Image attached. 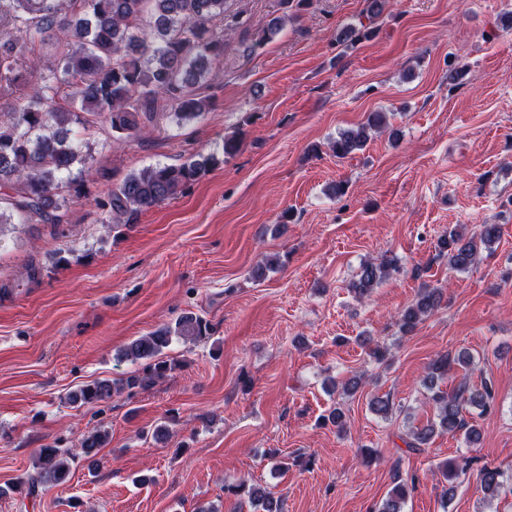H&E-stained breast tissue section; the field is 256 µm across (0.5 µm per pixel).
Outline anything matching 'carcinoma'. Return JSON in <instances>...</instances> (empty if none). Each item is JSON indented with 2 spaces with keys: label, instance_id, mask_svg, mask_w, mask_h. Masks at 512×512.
Returning <instances> with one entry per match:
<instances>
[{
  "label": "carcinoma",
  "instance_id": "cac0c4a2",
  "mask_svg": "<svg viewBox=\"0 0 512 512\" xmlns=\"http://www.w3.org/2000/svg\"><path fill=\"white\" fill-rule=\"evenodd\" d=\"M369 24L349 26L336 33V43L354 45L372 38L375 19L385 0H369ZM226 0H0V25L10 26L18 36L0 42V224H47L62 226L70 205L81 196L79 182L91 169L92 148L70 137L72 127L93 126L100 118L108 128L109 142L138 139L145 135L161 108L170 104L172 120L179 126L209 111L210 101L197 89L207 80L214 64L224 59ZM283 15L261 22L248 47L257 52L282 29L288 17H297L311 0H281ZM62 32L63 37L56 36ZM53 46L50 76H37L39 62L34 52ZM386 127V113L372 112L365 123L339 134L331 144L336 157L344 159L362 149L371 133ZM235 136L224 138L221 153H212L178 165L156 164L129 174L121 184L96 201L105 221L129 225L138 214L176 198L215 167L240 150ZM500 237L497 224H483L466 236L455 229L438 241L439 254L448 266L464 271L473 265L483 248ZM397 269L386 256L367 261L360 269L354 289L360 296L378 287ZM443 294L423 288L415 302L399 318L403 332L413 331L424 316L441 304ZM209 323L195 314L178 317L132 340L121 357L142 368L119 380L100 379L68 396L70 403L84 406L108 401L123 391L132 395L164 379L179 366L165 350L173 340H205ZM459 366L465 371L450 391L435 388L448 372ZM473 357L463 351L439 355L429 367L424 385L430 392L436 419L414 431L406 446L417 450L437 433L463 436L474 447L482 432L466 421L468 407L487 411L493 402L491 382L470 386L468 371ZM109 443V431L95 428L73 448L57 442L44 445L32 470L18 478L13 490L36 498L48 486L70 479L76 461L94 469L100 449ZM476 479L489 498L499 495L512 476L498 467L482 465ZM261 512H282L280 500L245 481L232 488ZM409 485L397 478L379 512H403Z\"/></svg>",
  "mask_w": 512,
  "mask_h": 512
}]
</instances>
